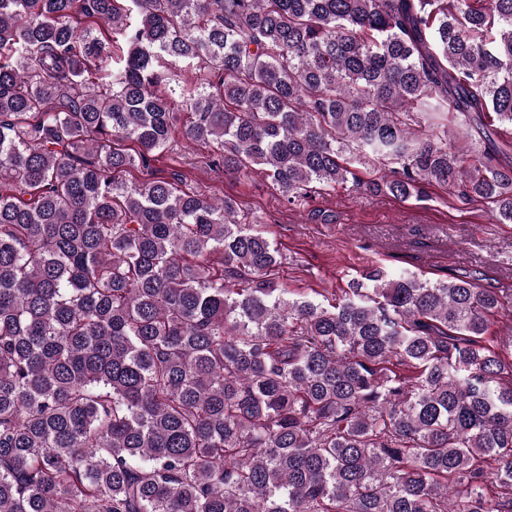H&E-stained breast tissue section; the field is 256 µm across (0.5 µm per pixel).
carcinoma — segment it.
Wrapping results in <instances>:
<instances>
[{
  "label": "carcinoma",
  "mask_w": 512,
  "mask_h": 512,
  "mask_svg": "<svg viewBox=\"0 0 512 512\" xmlns=\"http://www.w3.org/2000/svg\"><path fill=\"white\" fill-rule=\"evenodd\" d=\"M491 113L512 0H0V512H512L506 296L294 299L234 198L150 164L179 133L291 204L438 186L507 224L512 169L448 142Z\"/></svg>",
  "instance_id": "obj_1"
}]
</instances>
